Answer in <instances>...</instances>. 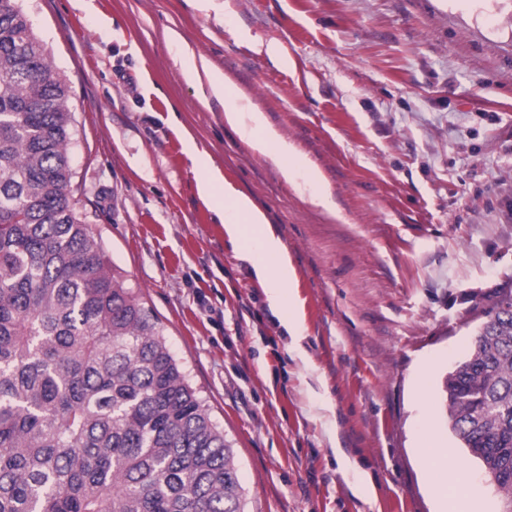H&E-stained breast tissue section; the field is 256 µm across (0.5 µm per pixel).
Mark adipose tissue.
Returning <instances> with one entry per match:
<instances>
[{"label":"adipose tissue","instance_id":"1","mask_svg":"<svg viewBox=\"0 0 512 512\" xmlns=\"http://www.w3.org/2000/svg\"><path fill=\"white\" fill-rule=\"evenodd\" d=\"M186 66L193 77H205L211 94L224 104L225 124L254 152L270 159L286 182L304 174L308 184L318 187L313 201L327 212L336 205L328 191L322 190V175L288 143L266 120L263 112L241 92L223 72L207 61L187 55ZM186 148L195 166L204 177L199 192L212 205L234 247L253 265L257 277L269 289V301L281 317L288 332L297 329V314L290 304L288 288L294 269L288 251L277 237L263 212L244 195L229 185L223 174L213 168L206 150L193 138H186ZM446 449L427 441L423 461L436 479L435 493L441 503L461 507L462 512H478L477 501L466 492V477L462 469L449 468Z\"/></svg>","mask_w":512,"mask_h":512}]
</instances>
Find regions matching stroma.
<instances>
[{
	"mask_svg": "<svg viewBox=\"0 0 512 512\" xmlns=\"http://www.w3.org/2000/svg\"><path fill=\"white\" fill-rule=\"evenodd\" d=\"M19 4L70 88L76 207L223 428L247 512H440L429 435L501 512L442 389L512 293V0ZM187 49L319 169L337 215L225 126ZM188 135L286 246L299 337L199 196ZM337 456L346 469L354 470L358 473L356 488L361 497L371 501L374 500L376 498V486L371 476L359 470L356 464L343 451H337Z\"/></svg>",
	"mask_w": 512,
	"mask_h": 512,
	"instance_id": "35a3bbf8",
	"label": "stroma"
}]
</instances>
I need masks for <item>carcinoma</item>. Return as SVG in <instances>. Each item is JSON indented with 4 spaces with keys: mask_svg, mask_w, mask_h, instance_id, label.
Here are the masks:
<instances>
[{
    "mask_svg": "<svg viewBox=\"0 0 512 512\" xmlns=\"http://www.w3.org/2000/svg\"><path fill=\"white\" fill-rule=\"evenodd\" d=\"M69 98L0 0V512H245L224 430L76 208ZM444 393L512 512V296Z\"/></svg>",
    "mask_w": 512,
    "mask_h": 512,
    "instance_id": "1",
    "label": "carcinoma"
}]
</instances>
